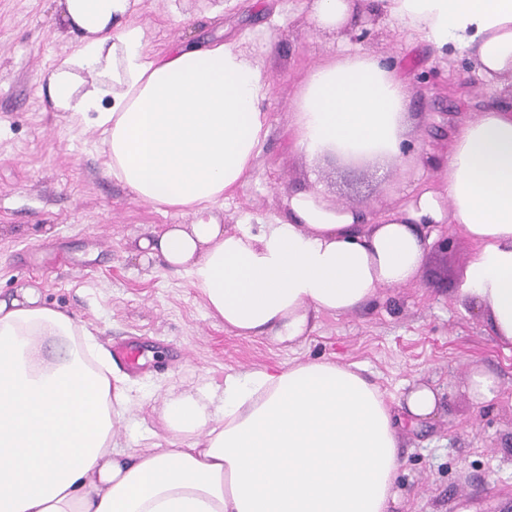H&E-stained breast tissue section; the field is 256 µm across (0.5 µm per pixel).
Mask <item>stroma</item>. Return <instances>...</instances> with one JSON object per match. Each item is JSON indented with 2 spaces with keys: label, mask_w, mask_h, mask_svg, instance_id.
<instances>
[{
  "label": "stroma",
  "mask_w": 512,
  "mask_h": 512,
  "mask_svg": "<svg viewBox=\"0 0 512 512\" xmlns=\"http://www.w3.org/2000/svg\"><path fill=\"white\" fill-rule=\"evenodd\" d=\"M269 4L271 14L257 15L252 0L225 9L220 0H142L135 16L162 51L175 40L214 38L211 16L223 9V29L245 36L248 51L264 62L271 131L250 180L216 209L218 222L232 229L245 214L268 220L280 214L288 192L315 189L329 203L378 215L421 190H442L426 158L448 143L427 136V128L456 131L477 112L454 108V101L492 94L466 51L439 59L427 45L408 44L387 17L364 39L361 24H353L348 33L357 36L359 51L409 82L405 160L386 166L331 154L310 160L294 146L293 102L309 71L337 57L336 36L309 27L305 0ZM270 33L278 48L268 54ZM74 45L59 22L58 0H0V300L33 289L41 303L72 315L105 347L133 346L135 361L112 362L129 377L136 400L137 423L123 428L121 443L168 444L156 414L164 398L223 384L226 374L291 360L357 362L386 396L424 383L440 398L430 424L399 429V498L391 512H512V348L497 343L483 317L462 310L457 296L475 245L450 226L438 227L418 282L380 289L357 312L322 316L291 347L231 335L209 317L186 277L136 248L141 236L180 223V216L131 198L107 173L99 132L71 126L41 96V73ZM443 239L444 255L437 250ZM477 368L497 378L493 399L471 396L468 379Z\"/></svg>",
  "instance_id": "stroma-1"
}]
</instances>
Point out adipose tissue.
<instances>
[{
    "label": "adipose tissue",
    "mask_w": 512,
    "mask_h": 512,
    "mask_svg": "<svg viewBox=\"0 0 512 512\" xmlns=\"http://www.w3.org/2000/svg\"><path fill=\"white\" fill-rule=\"evenodd\" d=\"M140 0H59L79 42L43 81L53 107L101 136L108 172L135 199L185 216L139 239L186 276L210 317L291 346L324 314L416 283L426 224L476 247L459 288L512 345V101L488 99L433 167L445 192L369 218L316 191L234 231L214 211L251 177L269 134L264 64L240 37L149 45ZM393 19L438 56L466 50L487 83H512V0H312L308 19L343 32L363 11ZM409 84L364 53L311 69L296 103L297 151L401 162ZM110 353L33 290L0 300V512H389L401 465L395 412L437 418L419 385L392 409L358 363H282L168 398L169 447L130 450L114 425L134 403Z\"/></svg>",
    "instance_id": "ef3b65f1"
}]
</instances>
